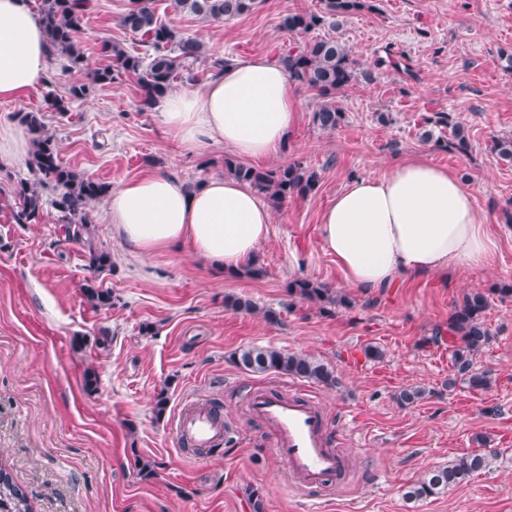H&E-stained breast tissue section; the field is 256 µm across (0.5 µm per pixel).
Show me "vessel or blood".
<instances>
[{"instance_id": "obj_1", "label": "vessel or blood", "mask_w": 512, "mask_h": 512, "mask_svg": "<svg viewBox=\"0 0 512 512\" xmlns=\"http://www.w3.org/2000/svg\"><path fill=\"white\" fill-rule=\"evenodd\" d=\"M248 407L273 432V452L285 465L291 487L312 492L340 484L350 467V456L332 443L327 417L312 395L256 391L250 394ZM174 432L178 445L200 451L221 449L227 439L223 418L207 407L180 411Z\"/></svg>"}]
</instances>
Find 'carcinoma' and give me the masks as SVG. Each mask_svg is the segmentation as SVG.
Masks as SVG:
<instances>
[{
	"label": "carcinoma",
	"mask_w": 512,
	"mask_h": 512,
	"mask_svg": "<svg viewBox=\"0 0 512 512\" xmlns=\"http://www.w3.org/2000/svg\"><path fill=\"white\" fill-rule=\"evenodd\" d=\"M154 3L155 0H128L119 19L124 29L139 37L143 52L133 54L117 45L104 44L102 54L109 63L91 70L86 81L73 85L69 99H86L100 88L133 79L140 87V106L145 110L166 95L176 81L195 80L191 65L197 61L208 62V70L213 76L231 63L228 58L207 57L200 41L183 35L159 19ZM174 7L180 12L223 21L252 12L257 7V0H174ZM368 7L367 0H323V7L317 11L286 14L279 27L304 36L325 27L336 30L348 17ZM86 13V0H41L40 22L48 35L50 52L66 56L77 69L86 66L79 40ZM278 60L284 63L295 84L314 88L324 98L313 112V123L327 131L336 130L344 119V112L335 104L336 94L354 82L358 75H371L368 69L360 70V63L350 48L336 38H306L281 53ZM18 119L32 134L31 166L38 179L14 184L12 193L17 201L14 221L18 224L40 223L45 205L40 186L49 182L57 190L51 205L60 213L68 236L87 243L89 268L96 272L111 269V255L93 244L90 217L91 202L104 196L107 186L62 163L57 140L46 129L41 113L20 112ZM438 126L450 129V138L442 143V147L468 155V130L447 112H435L426 118L421 140L439 143L433 139V128ZM492 151L500 159L512 161V137L493 139ZM224 169L276 204L295 194L305 195L313 191L320 181L318 170L305 167L299 161L260 169L226 157ZM288 296L301 302H314L327 314L334 313L336 307L351 305L345 294L307 278L289 282ZM488 307L486 292L473 289L454 307L448 318L453 366L461 380L473 390H486L493 381L490 371L474 367V357L494 339L485 322ZM236 363L253 373L285 374L330 389L339 386L334 368L308 354L288 353L271 347L248 348L236 355ZM494 457V453L477 450L464 454L446 466L429 470L409 487L407 496L414 500L436 497L489 467ZM0 512H31L27 495L7 472H0Z\"/></svg>",
	"instance_id": "carcinoma-1"
}]
</instances>
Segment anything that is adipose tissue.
<instances>
[{"mask_svg":"<svg viewBox=\"0 0 512 512\" xmlns=\"http://www.w3.org/2000/svg\"><path fill=\"white\" fill-rule=\"evenodd\" d=\"M48 55L28 0H0V100L38 88ZM156 108L182 149L221 144L247 160L279 155L296 119L288 73L267 57L233 62L202 90L168 94ZM106 216L136 256L186 242L204 263L230 273L255 263L272 223L270 208L234 178L213 176L189 192L157 171L114 189ZM320 231L346 282L365 293L430 272L484 267L496 250L472 192L419 158L352 180L324 210Z\"/></svg>","mask_w":512,"mask_h":512,"instance_id":"ef3b65f1","label":"adipose tissue"}]
</instances>
